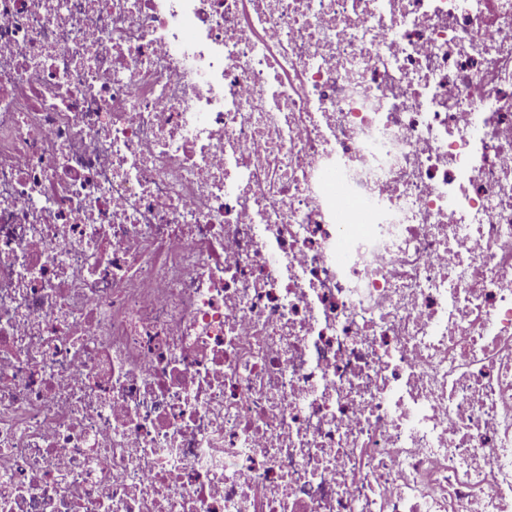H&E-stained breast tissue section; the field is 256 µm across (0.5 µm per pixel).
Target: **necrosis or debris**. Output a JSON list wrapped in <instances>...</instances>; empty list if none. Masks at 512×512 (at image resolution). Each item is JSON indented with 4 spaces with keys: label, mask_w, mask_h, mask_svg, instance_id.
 Masks as SVG:
<instances>
[{
    "label": "necrosis or debris",
    "mask_w": 512,
    "mask_h": 512,
    "mask_svg": "<svg viewBox=\"0 0 512 512\" xmlns=\"http://www.w3.org/2000/svg\"><path fill=\"white\" fill-rule=\"evenodd\" d=\"M0 512H512V0H0Z\"/></svg>",
    "instance_id": "4bbe7bcc"
}]
</instances>
